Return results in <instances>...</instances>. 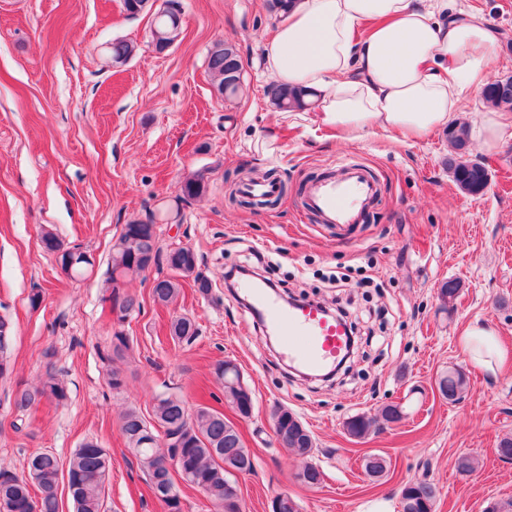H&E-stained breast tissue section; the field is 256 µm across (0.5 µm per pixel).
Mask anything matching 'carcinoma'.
Masks as SVG:
<instances>
[{
  "label": "carcinoma",
  "instance_id": "cac0c4a2",
  "mask_svg": "<svg viewBox=\"0 0 512 512\" xmlns=\"http://www.w3.org/2000/svg\"><path fill=\"white\" fill-rule=\"evenodd\" d=\"M180 33L179 24L168 14L158 18L152 31L155 40L173 44ZM116 63L126 62L134 52V46L126 41H115L110 47ZM241 57L232 44L218 42L208 56V71L216 91L223 96H233L241 85ZM266 95L282 111L303 110L314 104L317 93L313 90L286 89L277 83L266 88ZM486 104L495 108L512 110V95H507L499 81L491 82L483 90ZM451 154L448 170L459 190L468 195H479L487 188V169L470 163L469 134L464 125L448 128ZM207 191L203 174L186 177L180 185L178 199L187 201L202 196ZM42 246L56 257L63 275L75 279L87 271L88 261L70 259L80 257L83 248L64 245L51 231L43 232ZM153 259V265H166L171 274L157 277L152 286L154 301L161 304L172 302L180 292V280L192 279L194 287L202 296L211 292L212 284L199 271V257L191 247L172 248L162 251L157 247L156 225L153 222H132L124 225L119 238L112 246L110 255L111 281L144 272V263ZM11 323L0 318V378L13 375L14 365L8 356V340ZM171 336L190 342L198 334L195 321L187 316L175 318L170 325ZM130 350V341L121 331H114L107 346L106 359L113 362L124 358ZM215 374L221 381L224 400L243 417L251 415L253 397L251 390L231 378L224 377V363H219ZM443 397L456 402L462 398L466 388L465 376L460 371L443 374L438 380ZM68 391L64 380L48 368L40 384L18 386L14 395V407L22 412L41 401L64 403ZM153 421H147L135 408L126 409L119 423L121 436L134 455L142 472L148 477L149 488L165 512H182L180 496L175 488L172 474L164 467L167 455L178 456L177 472L189 478L191 487L201 492L217 508V512H240L236 483L225 468L250 472L254 463L250 451L244 448L235 426L224 420V415L206 406L188 412L183 401L172 395H157L152 405ZM399 406L388 404L378 415H357L346 424L349 435L362 438L372 429L400 420ZM178 437V447L169 448V453L160 451L162 436ZM274 431L285 432L283 445L297 455L308 458L316 448L315 439L304 423L291 411L279 410L274 416ZM110 468V455L98 441L88 440L65 462L49 451L37 452L27 462L28 475L18 477L5 468H0V504L5 512H60L58 489L67 482L75 512H104L105 485ZM439 490L435 483L422 479L408 482L400 489V500L415 501L414 512H434Z\"/></svg>",
  "mask_w": 512,
  "mask_h": 512
}]
</instances>
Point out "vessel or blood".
Wrapping results in <instances>:
<instances>
[{
  "label": "vessel or blood",
  "instance_id": "1",
  "mask_svg": "<svg viewBox=\"0 0 512 512\" xmlns=\"http://www.w3.org/2000/svg\"><path fill=\"white\" fill-rule=\"evenodd\" d=\"M375 193L373 182L360 169L344 179L327 177L312 183L309 200L314 210L333 224H356ZM250 295L268 325L285 335L282 352L289 363L320 372L336 364L347 331L312 305L280 307L263 286L251 284Z\"/></svg>",
  "mask_w": 512,
  "mask_h": 512
}]
</instances>
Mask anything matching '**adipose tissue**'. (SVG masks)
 <instances>
[{
  "label": "adipose tissue",
  "instance_id": "ef3b65f1",
  "mask_svg": "<svg viewBox=\"0 0 512 512\" xmlns=\"http://www.w3.org/2000/svg\"><path fill=\"white\" fill-rule=\"evenodd\" d=\"M495 43L482 16L447 0H290L264 56L279 84L319 94L320 125L421 139L458 121L457 88L487 86ZM459 348L488 370L508 357L476 324Z\"/></svg>",
  "mask_w": 512,
  "mask_h": 512
}]
</instances>
